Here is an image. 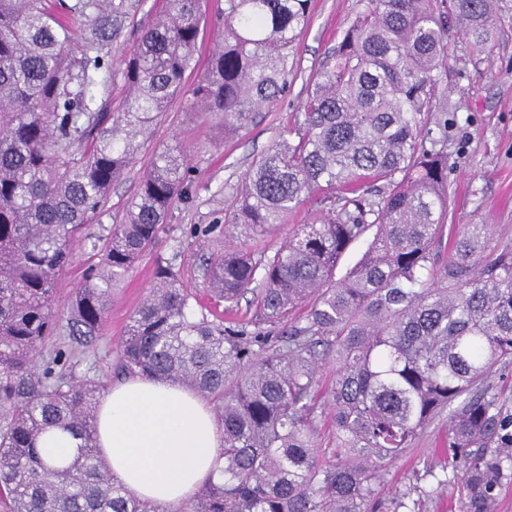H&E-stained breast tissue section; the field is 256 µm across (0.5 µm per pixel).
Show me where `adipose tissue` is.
Masks as SVG:
<instances>
[{
	"label": "adipose tissue",
	"mask_w": 512,
	"mask_h": 512,
	"mask_svg": "<svg viewBox=\"0 0 512 512\" xmlns=\"http://www.w3.org/2000/svg\"><path fill=\"white\" fill-rule=\"evenodd\" d=\"M223 430L190 388L132 375L103 392L97 446L107 474L152 507H176L218 476Z\"/></svg>",
	"instance_id": "ef3b65f1"
}]
</instances>
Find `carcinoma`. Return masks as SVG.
<instances>
[{
	"label": "carcinoma",
	"instance_id": "obj_1",
	"mask_svg": "<svg viewBox=\"0 0 512 512\" xmlns=\"http://www.w3.org/2000/svg\"><path fill=\"white\" fill-rule=\"evenodd\" d=\"M134 5L0 0V498L11 512H157L104 470L103 386L57 370L61 350L39 356L61 328L79 343L100 336L112 288L187 199L181 144L154 153L60 309L58 280L156 115L182 96L226 133L250 124L283 93L288 48L309 19V0H224L222 41L188 87L205 3L162 0L125 60L126 94L111 113L94 107V90L106 88L99 73L111 72ZM452 20L474 51L493 43L494 0H366L334 64L309 78L302 121L247 170L224 223L263 231L312 196L321 211L270 254L232 245L211 260L209 291L230 304L252 293L281 324L275 340L209 319L172 265L156 261L117 374L190 387L224 428V480L179 512H369L381 468L445 412L443 453L461 470L462 512H494L512 482V413L480 387L512 365V244L491 243L486 224L448 236V107H431ZM371 230L362 258L335 278L347 247ZM301 306L305 316L284 322ZM324 363L336 431L327 464L315 427ZM51 428L77 440L70 461L40 455Z\"/></svg>",
	"mask_w": 512,
	"mask_h": 512
}]
</instances>
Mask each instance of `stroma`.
<instances>
[{
    "label": "stroma",
    "mask_w": 512,
    "mask_h": 512,
    "mask_svg": "<svg viewBox=\"0 0 512 512\" xmlns=\"http://www.w3.org/2000/svg\"><path fill=\"white\" fill-rule=\"evenodd\" d=\"M159 7V0H143L112 46V69L117 73L112 101H119L125 93L118 73L124 68L125 53L136 42L135 29ZM363 7V0H311L310 23L288 57L292 70L288 89L248 128L225 133L214 117L187 111L181 97L158 115L142 138L134 163L113 185L106 209L91 231L101 236L121 221L153 153L176 141L189 155L191 198L172 206L154 247L114 288L102 336L87 346L64 335L51 341V348L70 350L69 377H91L107 387L115 382L114 368L127 323L149 292L159 258L180 272L185 287L225 325L240 323L251 331L269 330L251 297H243L232 307L211 295L207 288L208 258L230 243L254 251H275L296 225L309 223L316 216L318 206L308 200L289 213L286 223L271 226L262 234L224 221L236 187L253 160L300 121L307 78L328 62L343 32ZM497 16L496 38L486 53L473 52L461 32L450 29L448 77L432 105L449 106L455 116L448 125L447 143L450 223L461 228L482 222L490 225L493 241L512 242V0H498ZM445 430V420L434 421L408 453L384 467L374 512H393L400 498L415 512H459L460 474L438 461Z\"/></svg>",
    "instance_id": "stroma-1"
}]
</instances>
